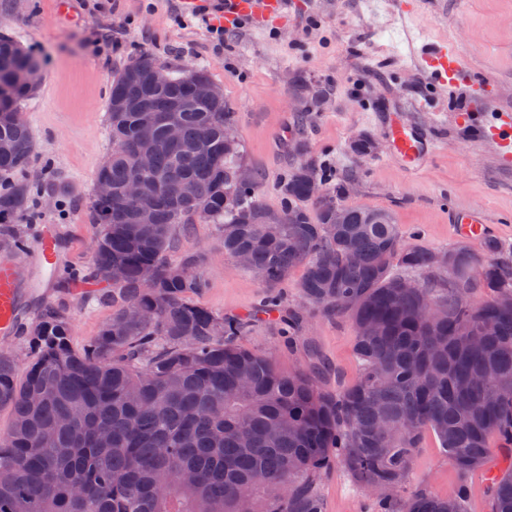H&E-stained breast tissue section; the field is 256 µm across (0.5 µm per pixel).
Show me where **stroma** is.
I'll return each mask as SVG.
<instances>
[{
    "label": "stroma",
    "instance_id": "stroma-1",
    "mask_svg": "<svg viewBox=\"0 0 512 512\" xmlns=\"http://www.w3.org/2000/svg\"><path fill=\"white\" fill-rule=\"evenodd\" d=\"M287 0L285 16L263 27L243 23L216 38L214 16L220 0H203L199 14L183 11L179 0H0V33L14 36L43 62L37 96L20 110L31 127L39 159L27 176L52 175L69 185L79 207L60 202L37 205L39 218L18 225L20 249L0 247L25 278H33L28 248L45 225L64 240L63 271L93 261L97 232L89 219L99 167L112 150L105 99L113 71L142 52L171 69L204 65L238 115L244 164L263 180V203L277 208L272 186L295 162L292 120L300 109L293 81L304 76L311 90L325 91L312 113L306 137L313 156L327 160L337 178L355 187L351 202L391 211L404 238L434 249L466 245L481 251L483 241L459 233L457 213L482 210L497 227V238L512 246V172H501L489 144L479 142L480 115L512 109V0ZM98 36L109 50L101 55L85 45ZM453 44L470 69L487 81L485 92L469 94L430 79L421 56L431 44ZM473 110L467 125L458 112ZM426 132L432 151L421 171L407 175L394 156L389 119ZM373 138L378 150L355 159L350 142ZM176 254L195 252L207 282L192 302L229 317L248 320L241 342L271 357L285 372L307 365L303 342H313L345 382L358 373L355 330L345 317L307 316L302 343L289 344L278 315L260 313L262 284L225 255L215 225H196L178 236ZM106 284L74 282L46 291H27L18 316L29 325L48 304L62 309L72 325V345L82 349L111 316L99 302ZM458 476L434 436H427L412 465L410 485L447 496ZM325 512H369L365 489L340 468L320 485Z\"/></svg>",
    "mask_w": 512,
    "mask_h": 512
}]
</instances>
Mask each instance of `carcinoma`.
<instances>
[{"label":"carcinoma","mask_w":512,"mask_h":512,"mask_svg":"<svg viewBox=\"0 0 512 512\" xmlns=\"http://www.w3.org/2000/svg\"><path fill=\"white\" fill-rule=\"evenodd\" d=\"M41 64L0 34V241L58 179L26 178L36 161L19 105L39 90ZM212 87L198 98L193 85ZM297 116L320 106L308 86ZM112 151L97 178L93 267L67 278L104 281L112 317L82 350L71 324L48 306L27 333L24 378L0 352V409L12 413L0 447V512H324L321 479L335 466L371 495L372 512H467V476L487 475L490 512H512V260L495 238L481 253L447 251L454 265L482 260L471 279L448 280L438 251L409 244L392 215L346 201L350 182L295 141L297 162L276 185L280 223L267 224L262 183L224 136L237 113L204 66L174 72L144 52L112 73L106 100ZM183 132L174 145L164 127ZM153 148L142 171L139 148ZM146 187L125 197L132 180ZM190 180L197 195L183 199ZM322 187L315 197L311 182ZM346 223H333L335 209ZM214 224L224 254L248 256L276 310L293 268L303 301L356 329L360 374L335 373L313 346L307 367L281 371L239 343L248 324L190 300L206 287L201 257L169 259L179 225ZM154 312L137 322L128 309ZM433 434L460 476L451 497L407 490L412 463Z\"/></svg>","instance_id":"1"}]
</instances>
